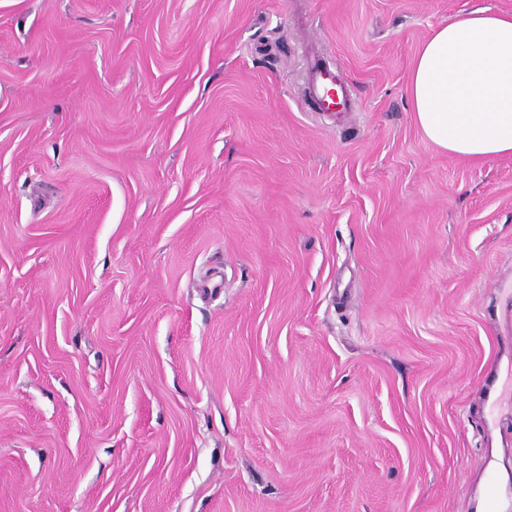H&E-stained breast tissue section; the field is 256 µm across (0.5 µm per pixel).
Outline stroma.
I'll return each instance as SVG.
<instances>
[{
  "instance_id": "stroma-1",
  "label": "stroma",
  "mask_w": 512,
  "mask_h": 512,
  "mask_svg": "<svg viewBox=\"0 0 512 512\" xmlns=\"http://www.w3.org/2000/svg\"><path fill=\"white\" fill-rule=\"evenodd\" d=\"M512 0H0V512H480L512 155L421 45ZM359 108L314 111L312 55Z\"/></svg>"
}]
</instances>
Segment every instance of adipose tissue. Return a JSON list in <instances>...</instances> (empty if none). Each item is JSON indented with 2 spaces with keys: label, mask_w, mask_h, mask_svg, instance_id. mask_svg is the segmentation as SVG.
<instances>
[{
  "label": "adipose tissue",
  "mask_w": 512,
  "mask_h": 512,
  "mask_svg": "<svg viewBox=\"0 0 512 512\" xmlns=\"http://www.w3.org/2000/svg\"><path fill=\"white\" fill-rule=\"evenodd\" d=\"M426 140L484 161L512 154V16L485 7L436 28L407 79Z\"/></svg>",
  "instance_id": "obj_1"
}]
</instances>
